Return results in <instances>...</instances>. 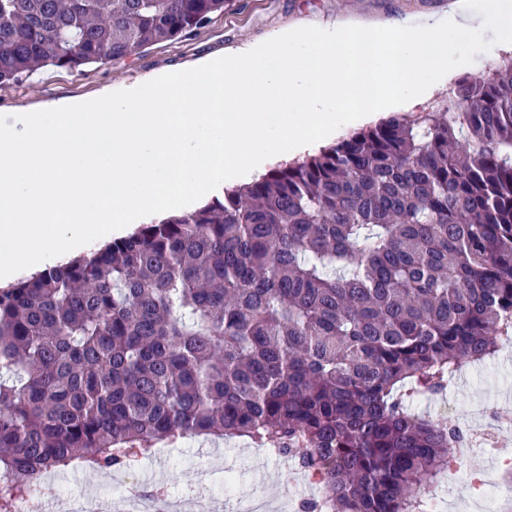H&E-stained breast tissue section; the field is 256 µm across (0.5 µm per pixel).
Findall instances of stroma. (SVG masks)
<instances>
[{"mask_svg": "<svg viewBox=\"0 0 512 512\" xmlns=\"http://www.w3.org/2000/svg\"><path fill=\"white\" fill-rule=\"evenodd\" d=\"M452 0H230L223 13L214 15L188 37L161 42L120 61L92 65L76 72L65 68H45L31 78L0 86V114L22 109L36 111L61 98L90 97L108 84L132 81L141 76L173 70L206 56L231 53L248 43H262L281 33L304 26L332 27L339 22L382 25L394 18L424 20L446 14ZM476 55L471 64L450 71L435 90L445 95L462 77L478 79L506 53L512 43L493 42ZM512 356L502 355L468 366L448 382L446 393L429 403H412V411L460 428H467L479 407L496 414L512 415ZM146 493H167L179 512H193L200 497L216 489L222 476L233 473L240 495H265L267 512H298L297 499L322 495L319 485L304 481L296 463H287L248 439L208 440L188 438L157 448L136 465ZM499 481L500 471L490 454L473 449L464 469L442 478L433 487L442 501L443 512H478L471 475Z\"/></svg>", "mask_w": 512, "mask_h": 512, "instance_id": "obj_1", "label": "stroma"}]
</instances>
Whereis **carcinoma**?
<instances>
[{
  "instance_id": "1",
  "label": "carcinoma",
  "mask_w": 512,
  "mask_h": 512,
  "mask_svg": "<svg viewBox=\"0 0 512 512\" xmlns=\"http://www.w3.org/2000/svg\"><path fill=\"white\" fill-rule=\"evenodd\" d=\"M229 0H0V85ZM512 342V55L223 199L0 288V512L73 466L246 436L329 512H427L458 428L409 402Z\"/></svg>"
}]
</instances>
